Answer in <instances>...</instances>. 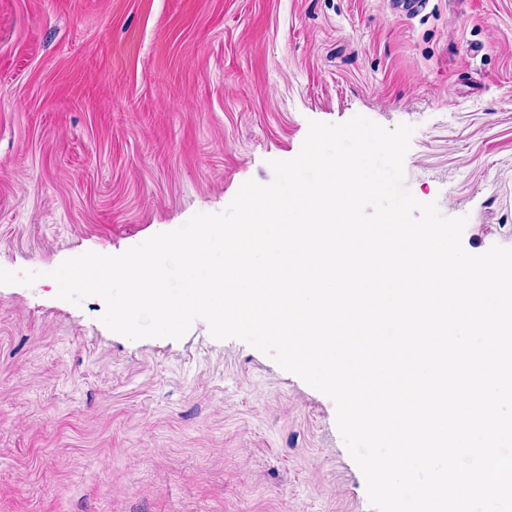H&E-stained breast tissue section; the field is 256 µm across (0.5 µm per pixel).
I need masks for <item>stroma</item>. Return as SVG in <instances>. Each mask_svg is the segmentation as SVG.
<instances>
[{"label":"stroma","instance_id":"stroma-1","mask_svg":"<svg viewBox=\"0 0 512 512\" xmlns=\"http://www.w3.org/2000/svg\"><path fill=\"white\" fill-rule=\"evenodd\" d=\"M512 247V0H0V512H376L334 401L195 319L130 340L50 270L218 213L313 121Z\"/></svg>","mask_w":512,"mask_h":512}]
</instances>
